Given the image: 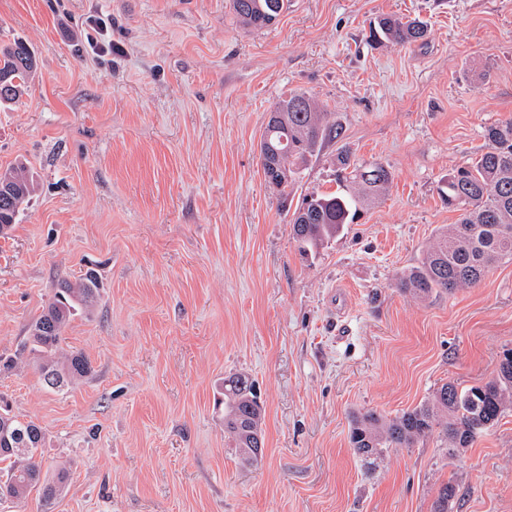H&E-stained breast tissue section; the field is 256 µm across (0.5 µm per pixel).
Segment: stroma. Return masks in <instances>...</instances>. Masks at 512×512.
Returning <instances> with one entry per match:
<instances>
[{"instance_id": "stroma-1", "label": "stroma", "mask_w": 512, "mask_h": 512, "mask_svg": "<svg viewBox=\"0 0 512 512\" xmlns=\"http://www.w3.org/2000/svg\"><path fill=\"white\" fill-rule=\"evenodd\" d=\"M112 21L97 57L91 14ZM427 21L378 47L371 20ZM37 69L0 104V171L35 190L0 236V356L26 342L58 281L97 271L96 306L61 342L90 361L63 389L31 355L0 371V403L37 424L52 510L8 512H512V407L469 447L439 434L366 465L349 423L387 417L445 382L492 377L512 349V264L426 301L401 294L441 226L448 174L512 119V0H291L242 27L229 0H0V45ZM306 92L340 135L288 200L258 142L276 102ZM391 174L385 197L312 255L290 236L304 195L336 191V155ZM247 373L265 411L262 461L242 465L214 400Z\"/></svg>"}]
</instances>
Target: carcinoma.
<instances>
[{"label":"carcinoma","mask_w":512,"mask_h":512,"mask_svg":"<svg viewBox=\"0 0 512 512\" xmlns=\"http://www.w3.org/2000/svg\"><path fill=\"white\" fill-rule=\"evenodd\" d=\"M241 25L262 29L274 24L288 8V0H231ZM427 25L418 19L383 15L370 26L369 39L378 45H405L427 37ZM37 59L30 48L15 42L0 46V102L22 95ZM273 111L283 120L267 124L260 140V157L288 165V177L271 176L270 185L288 197L311 159L323 143L337 133L329 113L312 96L295 93L279 100ZM485 149L470 162L448 174L443 199L461 211L454 224L436 234L423 260L399 279V290L418 299L451 293L478 285L493 266L512 262V120L487 127ZM337 160L341 175L339 190L313 194L303 199L293 213L292 239L302 252L319 250L336 238L345 225L381 197L391 183V173L382 165L358 167L351 153L342 150ZM0 183L14 194H0V224H14L20 206L34 191L33 177L22 163L8 168ZM100 298L97 275L87 271L78 280L58 283L52 301L30 326L29 351L36 358L47 385L60 389L90 372L87 358L59 349L62 332L80 311H89ZM224 430L236 443L242 462H257L255 434L261 406L254 380L235 374L224 380ZM512 405V364L503 365L495 377L482 384L459 387L447 382L416 407L393 418L374 411L354 416L350 444L365 463L374 464L385 448H411L435 431H440L459 451L472 445L478 435L494 426ZM41 428L21 421L0 408V502H20L32 490L41 491L51 506L62 494L67 472L54 477L42 475L35 456L44 447ZM454 486L446 483L434 501V512H451Z\"/></svg>","instance_id":"carcinoma-1"}]
</instances>
